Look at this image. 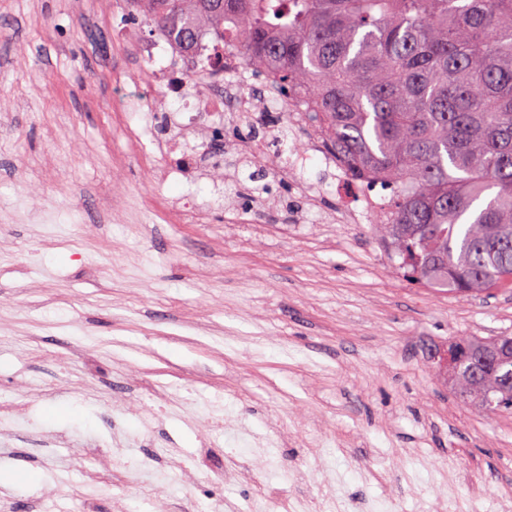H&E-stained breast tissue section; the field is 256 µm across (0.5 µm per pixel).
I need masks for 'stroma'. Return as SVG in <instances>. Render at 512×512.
<instances>
[{"mask_svg":"<svg viewBox=\"0 0 512 512\" xmlns=\"http://www.w3.org/2000/svg\"><path fill=\"white\" fill-rule=\"evenodd\" d=\"M121 0H0V484L13 512H281L338 481L345 512L512 507V412L475 411L430 347L512 336V288L482 297L398 272L373 217L336 221L335 169L310 151L264 184L231 154L255 126L221 115L223 180L170 176L146 28ZM278 434L254 456L225 420ZM103 448L88 477L82 454ZM328 448L317 449L319 438ZM254 482L228 484L225 468Z\"/></svg>","mask_w":512,"mask_h":512,"instance_id":"1","label":"stroma"}]
</instances>
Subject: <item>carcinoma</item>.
Here are the masks:
<instances>
[{"label": "carcinoma", "mask_w": 512, "mask_h": 512, "mask_svg": "<svg viewBox=\"0 0 512 512\" xmlns=\"http://www.w3.org/2000/svg\"><path fill=\"white\" fill-rule=\"evenodd\" d=\"M125 14L194 59L224 53L280 93L303 84L324 145L392 192L374 225L404 276L478 296L512 285V0H123ZM214 44L199 52L204 38ZM456 385L485 412L512 410V361Z\"/></svg>", "instance_id": "1"}]
</instances>
